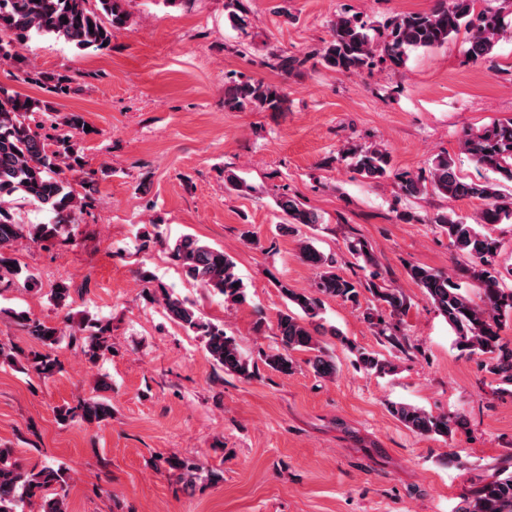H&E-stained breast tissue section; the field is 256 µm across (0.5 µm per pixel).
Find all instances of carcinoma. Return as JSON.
Returning a JSON list of instances; mask_svg holds the SVG:
<instances>
[{
  "label": "carcinoma",
  "instance_id": "carcinoma-1",
  "mask_svg": "<svg viewBox=\"0 0 512 512\" xmlns=\"http://www.w3.org/2000/svg\"><path fill=\"white\" fill-rule=\"evenodd\" d=\"M478 0H435L424 13H403L384 25L375 38L369 27L354 15L341 14L331 26V37L314 56L326 69L337 74L352 73L373 66L375 59L399 68L406 64L408 53L433 49L448 43L460 32L466 34V54L477 62L490 54L507 29L502 9H477ZM227 17L233 27L248 25L246 0H225ZM128 14L120 0H0V63H22L19 48L34 35L51 36L80 50L103 52L112 47L113 30L126 26ZM307 58L280 48L269 52L270 68L288 76ZM26 79L40 86L51 97L68 94L71 76L67 74L26 72ZM286 98L281 90L262 80L231 79L224 88V108L240 110L247 106L262 112H281ZM54 106L0 87V279L22 275L12 257L19 241L50 242L65 234L96 193L93 173H84L80 195L72 187L70 175L82 171L81 139L87 122L80 112H69L50 124L52 135H40L36 116L52 117ZM465 152L480 167L498 175L493 182L467 181L457 171L454 160L437 156L429 177L401 173L396 175L400 194L417 198L433 187L450 200L473 198L483 202L480 222L469 224L455 212L442 211L429 223L438 225L454 247L478 260V264L461 269V276L480 283L479 301L460 292L453 276L439 270L412 266L410 278L426 293L455 333L456 345L463 351L485 356L483 370L500 385L512 387V343L501 336L503 325L512 316V288L505 285L501 273L492 267L499 246L496 239L482 231L483 226L512 221V197L501 193L500 184L512 183V119L493 121L476 133L465 136ZM355 170L364 178L380 181L390 177V158L379 146L351 150ZM21 194L52 216L47 224H19L5 207L7 199ZM276 207L286 223L314 225L322 223L316 211L296 197L282 192ZM169 258L199 287L224 297L235 306L247 301L244 285L236 265L221 248L212 247L186 235L167 244ZM303 262L316 270L311 287L298 290L279 283L280 292L292 305L280 313L277 332L281 348L266 356L265 364L283 375L294 371L293 351L313 353L308 364L321 378L336 375V362L320 347L315 335L321 324L324 299L336 298L359 303L355 282L336 272L335 261L307 239L298 241ZM368 290L376 306L368 308L363 318L376 328V334L393 347L404 349L403 339L393 333L381 309L401 314L407 300L398 288L375 283ZM168 316L198 336L217 366L246 380L254 375V366L244 357L235 339L224 325L203 320L194 305L161 290ZM27 334L37 343L28 351L0 343V364H14L21 356L39 376L49 378L63 369L52 350L64 338L62 329L24 313L17 315ZM94 332L81 337L80 349L95 363L112 351L108 328L90 324ZM357 362L368 373L386 374L392 364L376 352L358 353ZM390 411L407 428L423 436H452L461 422L447 416H435L425 409L403 402L391 404ZM58 421L67 425L81 422L101 425L112 419V405L105 399H88L75 406L58 409ZM170 468L180 471L191 485L202 467L189 457L167 459ZM69 468L47 463L24 468L13 457V449L0 448V512H68ZM464 512H512V470L504 467L477 487Z\"/></svg>",
  "mask_w": 512,
  "mask_h": 512
}]
</instances>
